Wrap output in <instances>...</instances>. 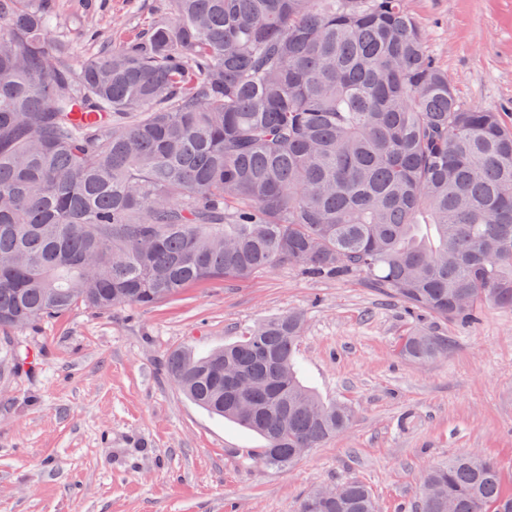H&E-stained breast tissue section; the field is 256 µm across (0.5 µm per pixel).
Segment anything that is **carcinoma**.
Instances as JSON below:
<instances>
[{
	"mask_svg": "<svg viewBox=\"0 0 512 512\" xmlns=\"http://www.w3.org/2000/svg\"><path fill=\"white\" fill-rule=\"evenodd\" d=\"M71 18L0 0L1 330L284 263L458 324L512 309V127L459 100L406 0H167L78 68ZM303 328L290 312L166 359L191 400L265 440L269 468L354 420L303 385ZM400 348L423 364L449 343L417 330ZM298 512L378 505L352 481ZM415 512H512V495L465 452L426 472Z\"/></svg>",
	"mask_w": 512,
	"mask_h": 512,
	"instance_id": "obj_1",
	"label": "carcinoma"
}]
</instances>
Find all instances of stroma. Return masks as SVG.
Wrapping results in <instances>:
<instances>
[{"label": "stroma", "instance_id": "1", "mask_svg": "<svg viewBox=\"0 0 512 512\" xmlns=\"http://www.w3.org/2000/svg\"><path fill=\"white\" fill-rule=\"evenodd\" d=\"M73 64L136 38L164 0H66ZM461 101L512 126V0H406ZM304 312L302 380L349 404L351 427L281 471L264 440L212 416L169 380L164 359L223 348L256 322ZM448 335L446 358L401 356L411 328ZM414 423L402 427L404 415ZM474 451L512 493V311L461 326L410 312L358 277L276 265L201 283L150 307L75 305L0 333V512H297L319 484L363 483L380 512H414L427 469Z\"/></svg>", "mask_w": 512, "mask_h": 512}]
</instances>
